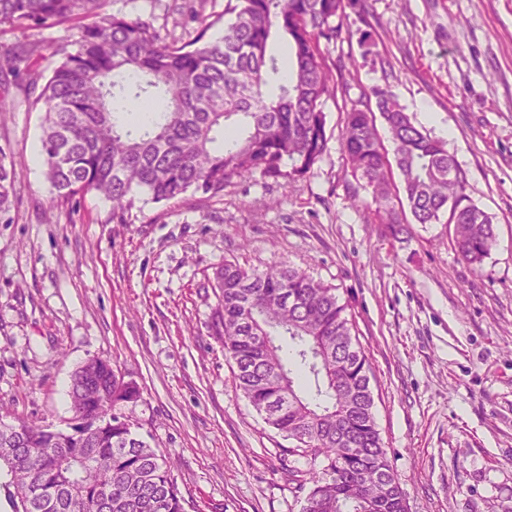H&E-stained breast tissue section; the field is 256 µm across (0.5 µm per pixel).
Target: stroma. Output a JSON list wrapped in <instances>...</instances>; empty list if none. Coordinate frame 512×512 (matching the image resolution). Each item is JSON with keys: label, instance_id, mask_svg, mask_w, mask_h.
I'll return each instance as SVG.
<instances>
[{"label": "stroma", "instance_id": "1", "mask_svg": "<svg viewBox=\"0 0 512 512\" xmlns=\"http://www.w3.org/2000/svg\"><path fill=\"white\" fill-rule=\"evenodd\" d=\"M324 47L346 91L327 99L326 147L286 188L233 180L223 196L139 202L128 224L88 195L46 218L40 115L9 113L20 178L0 223V418L64 425L73 371L110 358L128 404L204 512H300L306 457L254 410L211 328L224 259L301 269L335 286L371 361L375 418L408 512H512V0H361ZM371 32L374 44L359 43ZM389 85L444 139L466 193L493 218L481 272L446 222L385 236L354 198L345 107Z\"/></svg>", "mask_w": 512, "mask_h": 512}]
</instances>
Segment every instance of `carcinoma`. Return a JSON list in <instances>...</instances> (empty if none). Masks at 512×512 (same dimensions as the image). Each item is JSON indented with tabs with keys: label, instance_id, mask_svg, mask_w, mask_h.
Returning a JSON list of instances; mask_svg holds the SVG:
<instances>
[{
	"label": "carcinoma",
	"instance_id": "1",
	"mask_svg": "<svg viewBox=\"0 0 512 512\" xmlns=\"http://www.w3.org/2000/svg\"><path fill=\"white\" fill-rule=\"evenodd\" d=\"M195 35L112 13L107 0H0V26L24 32L77 22L52 52L23 38L0 52V116L15 99L42 114L40 153L51 186L47 212L67 211L89 193L128 224L146 196L171 203L187 193L220 196L234 179L305 178L326 145L323 103L337 89L321 42L342 34L346 9L360 0H225L221 35L207 0H191ZM288 47L285 60L270 50ZM54 58L50 71L37 63ZM378 112L345 110L341 144L348 170L390 236L448 214L457 255L478 270L496 245L493 218L465 193L466 179L447 143L416 121L387 86H375ZM161 104L157 119L129 123ZM380 114L393 153L380 141ZM0 145V221L9 224L17 171ZM289 169L282 168L283 160ZM399 180H394V177ZM212 329L236 365L239 389L264 421L324 465L304 472L311 484L301 512H408L377 429L370 362L347 305L335 288L286 264L265 270L224 260ZM289 339L288 356L276 338ZM69 400L85 404L78 439L37 424L0 428V487L12 512H186L166 457L136 436L124 408L138 401L133 382L110 378L99 358L74 371ZM107 421V426L100 422Z\"/></svg>",
	"mask_w": 512,
	"mask_h": 512
}]
</instances>
